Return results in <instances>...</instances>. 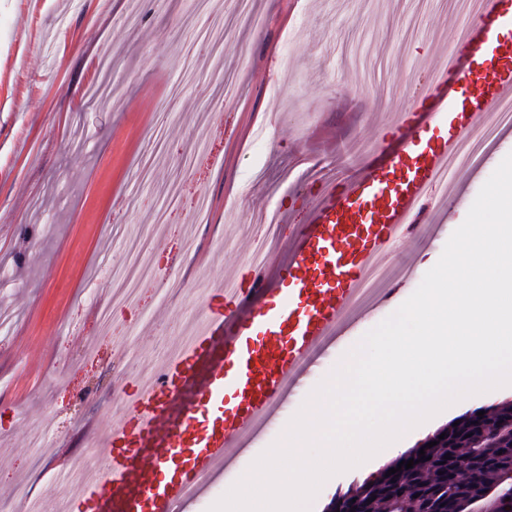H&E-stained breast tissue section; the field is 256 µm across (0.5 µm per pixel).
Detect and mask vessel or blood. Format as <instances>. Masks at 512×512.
<instances>
[{"mask_svg":"<svg viewBox=\"0 0 512 512\" xmlns=\"http://www.w3.org/2000/svg\"><path fill=\"white\" fill-rule=\"evenodd\" d=\"M512 98V0H489L439 76L393 125L399 152L322 186L268 279L216 290L205 319L158 379L122 387L121 415L94 435L100 472L76 494L86 512H187L305 389L352 319L370 266L387 257L436 174L474 123Z\"/></svg>","mask_w":512,"mask_h":512,"instance_id":"vessel-or-blood-1","label":"vessel or blood"}]
</instances>
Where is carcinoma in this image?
Returning a JSON list of instances; mask_svg holds the SVG:
<instances>
[{"mask_svg":"<svg viewBox=\"0 0 512 512\" xmlns=\"http://www.w3.org/2000/svg\"><path fill=\"white\" fill-rule=\"evenodd\" d=\"M479 409L449 422L445 438L425 449V459L413 467L385 466L373 480L350 486L345 494L356 500L361 512H507L512 507V401ZM482 473L477 482L450 474L460 453ZM395 468L397 472L387 475Z\"/></svg>","mask_w":512,"mask_h":512,"instance_id":"1","label":"carcinoma"}]
</instances>
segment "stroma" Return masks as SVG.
<instances>
[{"label":"stroma","mask_w":512,"mask_h":512,"mask_svg":"<svg viewBox=\"0 0 512 512\" xmlns=\"http://www.w3.org/2000/svg\"><path fill=\"white\" fill-rule=\"evenodd\" d=\"M212 7L221 27L197 0H0V506L25 489L54 512L65 487L49 449L85 462L83 429L107 427L115 382H149L203 320L206 285L248 264L259 208L273 205L292 229L318 194L299 183L308 167L339 180L355 173L353 155L396 149L388 125L469 20L456 0ZM104 77L112 104L90 102ZM510 153L512 129L482 166L461 169L457 197L431 192L419 229L393 249L395 264L413 256V273L388 280L384 304L343 329L311 385L416 290ZM133 237L181 285L138 276L134 301L116 308L114 277ZM104 263L114 277L94 279ZM64 321L73 335H59ZM301 407L290 405L192 512H209Z\"/></svg>","instance_id":"1"}]
</instances>
